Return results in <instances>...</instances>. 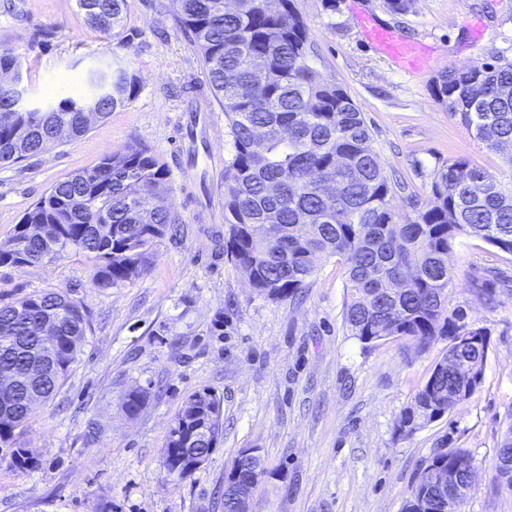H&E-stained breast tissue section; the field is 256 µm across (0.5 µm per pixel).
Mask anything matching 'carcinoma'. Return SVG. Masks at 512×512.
<instances>
[{"instance_id":"obj_1","label":"carcinoma","mask_w":512,"mask_h":512,"mask_svg":"<svg viewBox=\"0 0 512 512\" xmlns=\"http://www.w3.org/2000/svg\"><path fill=\"white\" fill-rule=\"evenodd\" d=\"M270 0H242L231 11L225 0H172L175 20L199 53L207 84L224 105L233 154L224 162V252L248 273L255 292L272 300L292 297L323 258H340L347 272L343 321L366 347L407 337L422 351L449 340L442 360L404 412L411 432L435 422L474 394L482 382L487 348L463 340L448 318V286L455 272L448 253L461 236L476 237L512 254V184L459 159L432 173L430 199L401 212L393 204L401 183L379 165L371 131L352 98L309 65L308 30L293 7L273 12ZM88 24L104 32L120 27L127 0H77ZM138 80L127 67L112 69V98L98 117L129 105ZM430 92L449 114L474 129L512 165V63H475L442 71ZM86 97H66L48 112H19L0 94V166L42 151L49 143L76 141L88 131ZM290 131L288 143L276 130ZM269 130L253 148L255 132ZM168 169L145 149L128 147L55 183L22 216L12 236L0 239V266L20 253L32 263L84 254L105 288L140 274L154 246L181 232L166 201ZM45 228L59 242L53 255ZM82 305L57 291L18 304H0V377L15 378L0 391V462L19 473L39 459L20 441L33 406L53 398L77 360L86 335ZM43 354L52 362L41 380L26 377ZM145 396L129 392L124 413L135 417ZM224 433L221 400L207 389L186 396L170 421L163 468L189 464L209 453ZM472 458L461 449L425 460L416 482L431 470L448 469L469 484Z\"/></svg>"}]
</instances>
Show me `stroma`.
<instances>
[{
  "label": "stroma",
  "instance_id": "35a3bbf8",
  "mask_svg": "<svg viewBox=\"0 0 512 512\" xmlns=\"http://www.w3.org/2000/svg\"><path fill=\"white\" fill-rule=\"evenodd\" d=\"M308 28L310 65L341 85L363 112L386 172L407 185L399 210L429 198L431 173L463 159L502 183L512 167L432 97L433 76L449 68L512 61V0H415L390 13L383 0H294ZM418 42L429 71L412 74L379 53L361 19ZM124 38L92 29L76 0H0V55L16 58L28 96L82 95L91 70L121 63L139 81L133 102L91 118L79 140L0 168V238L56 182L130 145L169 170V203L182 232L160 240L144 272L103 288L82 255L33 266L0 267V301L44 290L80 302L88 327L62 388L36 405L25 447L38 469L0 466V512H224V472L240 449H260L267 473L253 512H402L420 464L441 448L473 459L462 512H512V489L496 477L497 452L512 428V255L460 237L448 255L455 278L448 316L489 341L483 380L440 420L400 431L447 343L423 352L391 338L364 347L343 322L346 268L322 260L296 297L270 300L219 251L227 235L215 205L231 137L202 61L176 24L170 0H127ZM218 116L208 155L188 164L186 116ZM224 333L216 335V319ZM222 403L224 438L191 477L174 482L162 466L169 423L191 392ZM147 400L135 418L121 403Z\"/></svg>",
  "mask_w": 512,
  "mask_h": 512
}]
</instances>
